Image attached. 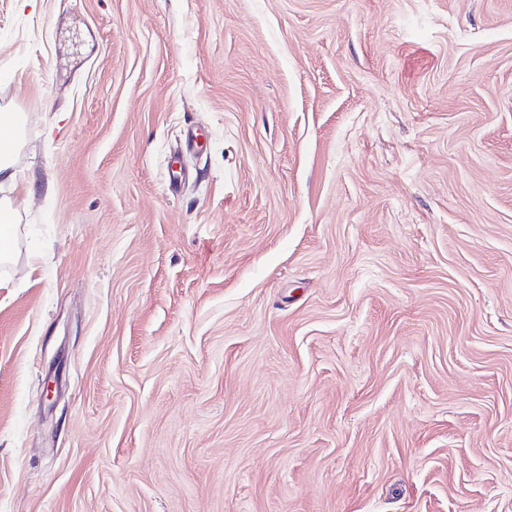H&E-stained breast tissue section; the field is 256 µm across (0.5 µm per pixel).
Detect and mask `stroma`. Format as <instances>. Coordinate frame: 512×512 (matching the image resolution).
I'll return each mask as SVG.
<instances>
[{
    "mask_svg": "<svg viewBox=\"0 0 512 512\" xmlns=\"http://www.w3.org/2000/svg\"><path fill=\"white\" fill-rule=\"evenodd\" d=\"M0 110V512H512V0H0ZM17 143L9 138H0V182L15 185L19 174L14 167L12 156ZM11 217L12 222L9 221L5 224L4 217L8 218V215ZM17 210L14 207V204L11 200H6L3 203L0 202V257L1 261L2 258L6 259L8 258V252L11 248V244L14 237L15 232V225L14 220L16 218ZM3 239H8L9 244L8 246H3L2 241Z\"/></svg>",
    "mask_w": 512,
    "mask_h": 512,
    "instance_id": "35a3bbf8",
    "label": "stroma"
}]
</instances>
